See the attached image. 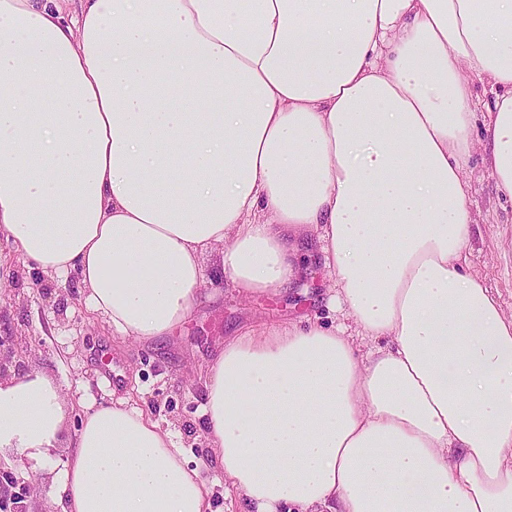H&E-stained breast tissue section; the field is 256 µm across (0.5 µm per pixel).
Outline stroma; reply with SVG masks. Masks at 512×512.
I'll return each mask as SVG.
<instances>
[{
  "instance_id": "1",
  "label": "stroma",
  "mask_w": 512,
  "mask_h": 512,
  "mask_svg": "<svg viewBox=\"0 0 512 512\" xmlns=\"http://www.w3.org/2000/svg\"><path fill=\"white\" fill-rule=\"evenodd\" d=\"M474 137L466 169L468 207L475 219L468 268L511 315L512 198L498 191L486 164L483 127H475ZM297 264L299 275L276 294L248 297L229 285L204 287L197 310L171 335L138 341L118 335L87 308L76 274L49 277L26 264L12 243L0 237V350L10 354L9 373L45 371L66 394L80 397L68 413L67 434L76 433L88 411L124 398L170 430L188 461H207L204 476L213 490L212 512H245L243 496L225 485L223 470L211 461L203 414L208 369L217 344L236 333L334 318L328 307L330 276L316 238L303 242ZM6 468L17 487L28 489L31 512H58V485L51 476L16 459Z\"/></svg>"
}]
</instances>
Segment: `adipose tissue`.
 I'll list each match as a JSON object with an SVG mask.
<instances>
[{"label":"adipose tissue","instance_id":"obj_1","mask_svg":"<svg viewBox=\"0 0 512 512\" xmlns=\"http://www.w3.org/2000/svg\"><path fill=\"white\" fill-rule=\"evenodd\" d=\"M0 0V237L77 273L114 332L169 335L202 258L240 294L315 235L347 322L224 340L207 439L248 512H512V317L468 270L465 169L512 198V0ZM369 341L357 356L356 340ZM72 399L0 379V456L39 469ZM61 512H210L169 430L87 414Z\"/></svg>","mask_w":512,"mask_h":512}]
</instances>
